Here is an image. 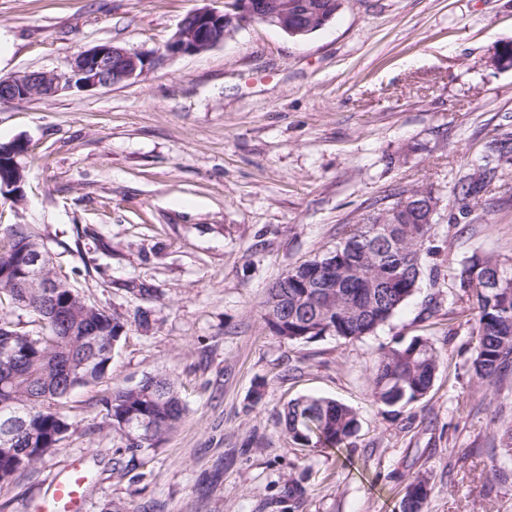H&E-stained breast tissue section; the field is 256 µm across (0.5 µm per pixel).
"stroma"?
Segmentation results:
<instances>
[{"label":"stroma","instance_id":"1","mask_svg":"<svg viewBox=\"0 0 512 512\" xmlns=\"http://www.w3.org/2000/svg\"><path fill=\"white\" fill-rule=\"evenodd\" d=\"M223 7L0 0L13 45L0 73L64 74L103 43L155 51L192 11ZM508 42L512 0H342L302 39L253 22L135 80L0 105V142L27 148L23 198L0 199V225H39L61 279L129 321L108 376L68 397L52 453L0 487V512H34L77 458L86 512H276L292 478L307 489L302 512H399L419 477L425 512H512V375L490 387L475 376V316L456 295L472 255L512 258V167L470 212L454 201L490 142L512 139V68L491 64ZM417 187L440 203L401 312L349 342L278 338L265 320L273 282L333 249L374 202ZM141 282L152 299L132 293ZM414 336L434 342L436 378L384 415L370 369ZM157 374L188 412L133 455L99 398ZM304 396L357 413L350 448L292 444L280 416Z\"/></svg>","mask_w":512,"mask_h":512}]
</instances>
